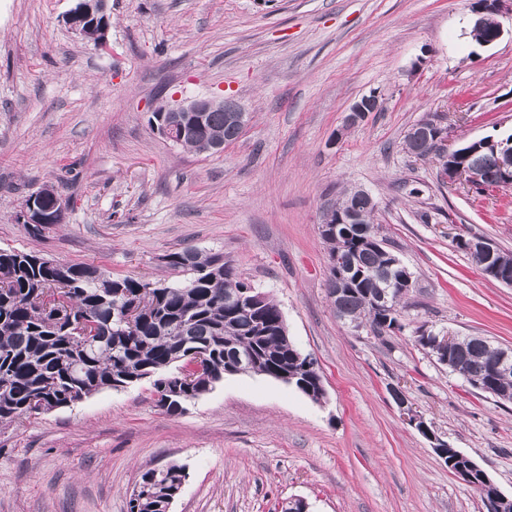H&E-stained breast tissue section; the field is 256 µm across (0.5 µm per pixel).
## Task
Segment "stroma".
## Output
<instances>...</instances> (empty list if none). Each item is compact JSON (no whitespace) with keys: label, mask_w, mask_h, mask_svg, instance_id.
Segmentation results:
<instances>
[{"label":"stroma","mask_w":512,"mask_h":512,"mask_svg":"<svg viewBox=\"0 0 512 512\" xmlns=\"http://www.w3.org/2000/svg\"><path fill=\"white\" fill-rule=\"evenodd\" d=\"M76 0H0V247L115 277L186 278L164 262L220 252L281 307L325 396L257 374L228 375L183 414L142 381L22 425L0 427V512H128L143 469L188 473L170 512H486L395 405L417 414L512 496V403L450 373L415 341L486 336L512 347V287L487 278L458 237L512 251V188L444 180L404 148L440 115L445 148L512 134V16L472 41L474 0H109L105 46L67 23ZM375 94L380 111L346 116ZM231 99L249 115L223 151L198 154L149 126L161 105ZM69 203L33 235L30 192ZM413 272L403 328L354 333L328 298L319 226L343 192Z\"/></svg>","instance_id":"35a3bbf8"}]
</instances>
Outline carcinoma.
Instances as JSON below:
<instances>
[{
	"label": "carcinoma",
	"instance_id": "cac0c4a2",
	"mask_svg": "<svg viewBox=\"0 0 512 512\" xmlns=\"http://www.w3.org/2000/svg\"><path fill=\"white\" fill-rule=\"evenodd\" d=\"M236 106L224 100V110L209 112L198 136H186L179 146L194 151L197 139L231 142L237 127L224 121L225 111ZM405 149L417 158L438 155L434 139L407 135ZM486 187H495L496 161L486 151L468 160ZM333 213L351 211L357 223L325 235L329 254H350L357 279L336 305V314L349 322L369 325L377 336L402 329L401 317L409 288L389 285L395 306L393 315L376 310L365 293L377 288L379 273L387 263L386 239L374 223L376 205L367 196L349 190ZM369 236L379 247L356 248ZM167 265L192 273L186 281L168 284L144 277L114 278L92 264L46 265L36 252L0 249V426L21 424L41 413L72 406L116 384L132 385L144 379L156 389H178L171 402L158 399L170 415H180L184 400L194 401L211 391L199 376L181 374L189 350L201 352L215 368H224V352H253L259 372L277 370L298 375L314 384L318 378L306 355H294L296 345L277 334L280 311L271 301L259 316L246 315L225 302L248 285L240 281L222 253L184 249L167 255ZM134 305L132 324H123L119 313ZM504 347L483 336H462L450 355V372L462 377L486 375L488 363ZM485 393L495 398L512 394V371L493 376ZM183 478L175 472L148 468L139 482L171 490ZM159 499L130 498L129 512H163Z\"/></svg>",
	"mask_w": 512,
	"mask_h": 512
}]
</instances>
